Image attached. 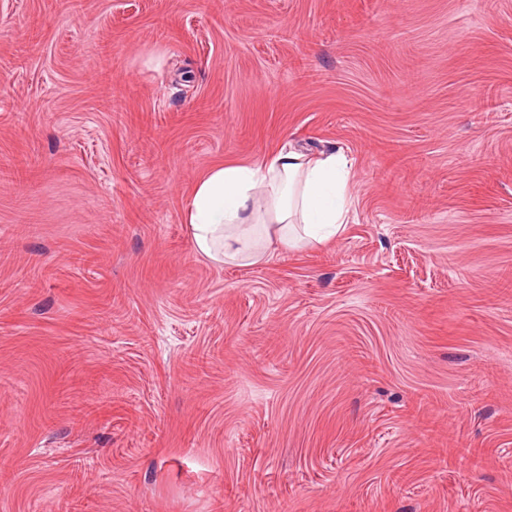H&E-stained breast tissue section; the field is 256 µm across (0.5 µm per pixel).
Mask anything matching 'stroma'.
Segmentation results:
<instances>
[{
  "mask_svg": "<svg viewBox=\"0 0 512 512\" xmlns=\"http://www.w3.org/2000/svg\"><path fill=\"white\" fill-rule=\"evenodd\" d=\"M286 144L350 224L197 254ZM0 512H512V0H0ZM352 172L336 149L287 146L254 165L218 164L195 184L184 224L197 254L251 266L271 249L327 242L349 224Z\"/></svg>",
  "mask_w": 512,
  "mask_h": 512,
  "instance_id": "stroma-1",
  "label": "stroma"
}]
</instances>
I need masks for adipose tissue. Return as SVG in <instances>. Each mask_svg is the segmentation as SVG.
Segmentation results:
<instances>
[{
    "instance_id": "ef3b65f1",
    "label": "adipose tissue",
    "mask_w": 512,
    "mask_h": 512,
    "mask_svg": "<svg viewBox=\"0 0 512 512\" xmlns=\"http://www.w3.org/2000/svg\"><path fill=\"white\" fill-rule=\"evenodd\" d=\"M352 172L336 149L290 147L254 165L218 164L195 184L184 222L197 254L251 266L273 249L336 237L349 221Z\"/></svg>"
}]
</instances>
